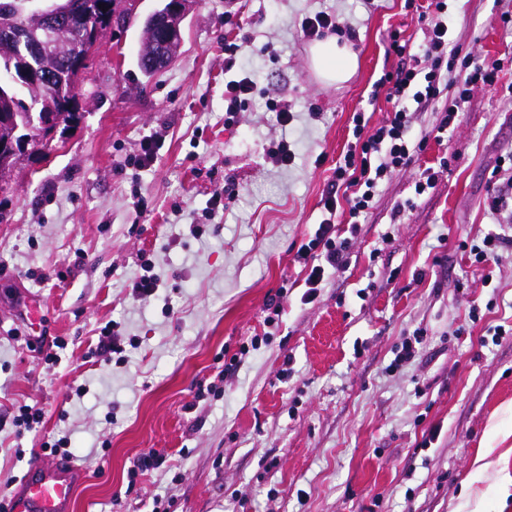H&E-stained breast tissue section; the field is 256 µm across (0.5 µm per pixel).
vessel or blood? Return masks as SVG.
I'll use <instances>...</instances> for the list:
<instances>
[{"label":"vessel or blood","instance_id":"obj_1","mask_svg":"<svg viewBox=\"0 0 512 512\" xmlns=\"http://www.w3.org/2000/svg\"><path fill=\"white\" fill-rule=\"evenodd\" d=\"M36 477L25 479L11 512H67L73 496L71 472L59 463L36 462Z\"/></svg>","mask_w":512,"mask_h":512}]
</instances>
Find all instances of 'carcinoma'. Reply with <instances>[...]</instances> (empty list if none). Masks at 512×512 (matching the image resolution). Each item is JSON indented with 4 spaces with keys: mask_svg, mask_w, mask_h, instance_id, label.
Returning <instances> with one entry per match:
<instances>
[{
    "mask_svg": "<svg viewBox=\"0 0 512 512\" xmlns=\"http://www.w3.org/2000/svg\"><path fill=\"white\" fill-rule=\"evenodd\" d=\"M41 0H0V24L18 31L10 51L0 53V176L11 171L20 155L2 147L20 146L25 137L37 146L52 129L79 118V103L72 89L86 69L82 46L111 23L114 0H54L68 4L67 24L61 37L70 44L67 58L48 57L36 50L38 33L28 29L33 5ZM51 75L62 90L49 92L43 77Z\"/></svg>",
    "mask_w": 512,
    "mask_h": 512,
    "instance_id": "carcinoma-1",
    "label": "carcinoma"
}]
</instances>
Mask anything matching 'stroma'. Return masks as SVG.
Instances as JSON below:
<instances>
[{"mask_svg": "<svg viewBox=\"0 0 512 512\" xmlns=\"http://www.w3.org/2000/svg\"><path fill=\"white\" fill-rule=\"evenodd\" d=\"M159 5L134 0L106 30L79 124L0 181V500L62 441L70 512H512V335L491 341L512 328V245L482 264L470 252L498 231L487 198L512 177V69L442 134L445 96L409 103L424 151L380 183L344 269L307 301L297 250L353 117L386 119L376 83L412 65L428 23L406 0H196L177 56L146 78L141 27ZM321 12L357 57L339 86L301 33ZM448 16L464 52L512 58V0H448ZM245 75L261 93L225 126L224 83ZM148 137L156 160L134 168ZM281 140L295 158L280 167ZM145 265L160 286L139 297ZM109 323L122 350L106 361L93 350ZM23 405L37 430L15 427ZM148 454L158 468L131 475Z\"/></svg>", "mask_w": 512, "mask_h": 512, "instance_id": "stroma-1", "label": "stroma"}]
</instances>
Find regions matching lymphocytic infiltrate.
Here are the masks:
<instances>
[{
	"mask_svg": "<svg viewBox=\"0 0 512 512\" xmlns=\"http://www.w3.org/2000/svg\"><path fill=\"white\" fill-rule=\"evenodd\" d=\"M429 6L436 20L428 29L423 45L424 66L402 67L380 78V85L387 87V96L393 103L392 112L381 126L371 130L363 116L353 119V139L334 170L337 191L324 198L322 221L314 236L298 249L306 272L305 299H313L329 275L344 265L351 240L336 235L338 212L347 211L352 220L359 218L370 208L380 182L408 165L415 153L424 150V143H411L407 137L408 102L421 104L434 100L439 94L444 63L460 60L467 75L443 107L437 127L438 132L448 131L458 112L463 111L473 87L495 85L503 69L502 60L486 61L462 54L459 46L449 42L447 0H429Z\"/></svg>",
	"mask_w": 512,
	"mask_h": 512,
	"instance_id": "f902f5d3",
	"label": "lymphocytic infiltrate"
}]
</instances>
